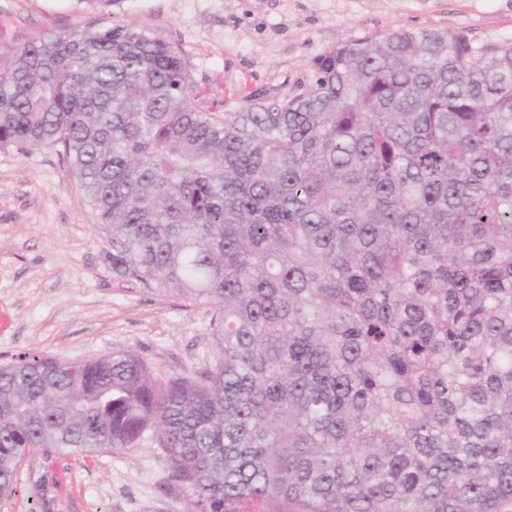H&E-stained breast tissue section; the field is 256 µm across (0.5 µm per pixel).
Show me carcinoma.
Returning a JSON list of instances; mask_svg holds the SVG:
<instances>
[{"label":"carcinoma","mask_w":512,"mask_h":512,"mask_svg":"<svg viewBox=\"0 0 512 512\" xmlns=\"http://www.w3.org/2000/svg\"><path fill=\"white\" fill-rule=\"evenodd\" d=\"M178 51L116 24L0 51V146L62 145L112 272L212 311L213 365L0 366L23 455L133 448L183 512H499L512 501V45L397 30L214 116Z\"/></svg>","instance_id":"1"}]
</instances>
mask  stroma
I'll return each mask as SVG.
<instances>
[{"label": "stroma", "instance_id": "35a3bbf8", "mask_svg": "<svg viewBox=\"0 0 512 512\" xmlns=\"http://www.w3.org/2000/svg\"><path fill=\"white\" fill-rule=\"evenodd\" d=\"M146 27L177 47L197 104L216 115L252 95L308 86L328 50L396 29L464 35L475 56L512 43V0H0V49L47 33ZM111 232L60 146H0V365L26 353L81 362L135 354L163 376L196 377L216 356L211 312L113 274ZM184 497L153 432L133 448L19 465L0 512H181Z\"/></svg>", "mask_w": 512, "mask_h": 512}]
</instances>
